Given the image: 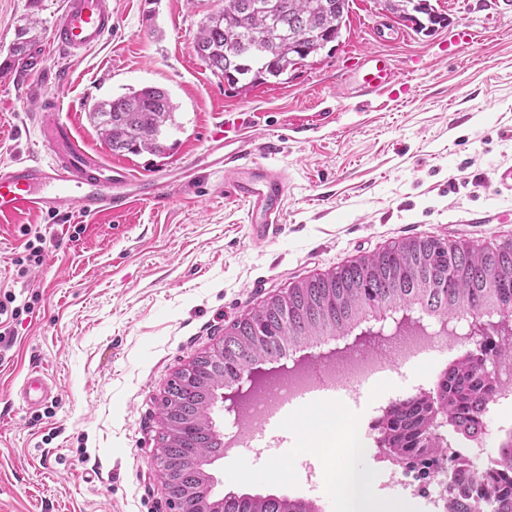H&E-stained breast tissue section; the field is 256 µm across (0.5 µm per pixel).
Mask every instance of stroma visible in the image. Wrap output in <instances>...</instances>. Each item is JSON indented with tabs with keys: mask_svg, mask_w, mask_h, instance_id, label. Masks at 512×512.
I'll return each mask as SVG.
<instances>
[{
	"mask_svg": "<svg viewBox=\"0 0 512 512\" xmlns=\"http://www.w3.org/2000/svg\"><path fill=\"white\" fill-rule=\"evenodd\" d=\"M446 22L434 30L350 0L336 42L289 71L282 84L241 93L195 51L194 37L224 0H109L114 26L96 48L71 57L50 36L62 0H0V61L37 17L39 73L61 72L72 133L90 157L143 175L179 174L203 160L214 126L246 113L261 141L255 161L285 171L287 200L273 239L255 240L242 203L203 168L192 188L170 184L161 203L84 220L65 213L0 222V296L31 303L0 353V512H170L153 459L160 399L174 374L224 336L243 311L298 281L393 242L436 237L478 244L512 238V194L496 167L512 164V9L503 0H430ZM391 59L404 91L364 101L346 92L363 53ZM169 92L178 110L165 154H115L88 107L131 88ZM39 104L14 74L0 75V164L49 159ZM46 238L43 260L19 276L26 229ZM472 345L455 341L397 360L344 398L334 420L371 421L378 406L432 391ZM53 382L28 409L17 391L30 367ZM323 438L283 420L262 453L233 448L207 459L214 497L226 493L320 498ZM363 466L373 489L404 512H426L390 478L398 467L377 447ZM250 480H240L242 469Z\"/></svg>",
	"mask_w": 512,
	"mask_h": 512,
	"instance_id": "stroma-1",
	"label": "stroma"
}]
</instances>
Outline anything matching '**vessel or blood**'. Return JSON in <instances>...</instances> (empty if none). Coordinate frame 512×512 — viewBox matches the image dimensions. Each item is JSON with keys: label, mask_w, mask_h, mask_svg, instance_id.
<instances>
[{"label": "vessel or blood", "mask_w": 512, "mask_h": 512, "mask_svg": "<svg viewBox=\"0 0 512 512\" xmlns=\"http://www.w3.org/2000/svg\"><path fill=\"white\" fill-rule=\"evenodd\" d=\"M112 29L108 0H63L52 27V42L66 54L77 55L99 45ZM396 81L393 65L383 54L366 53L351 79L355 97L368 98ZM40 104V131L52 150L50 160L29 159L0 166V220L20 214L69 211L85 216L119 215L134 204L161 201L169 175L142 176L125 167L93 161L73 138L59 98L34 92ZM257 134L251 119L234 129L215 126L210 134L207 166L223 173L234 199L248 215L260 216L258 238L277 233L286 196L284 173L253 162ZM20 395L27 407L48 401L52 387L44 373L29 370Z\"/></svg>", "instance_id": "1"}]
</instances>
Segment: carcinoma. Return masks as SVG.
Here are the masks:
<instances>
[{"instance_id":"obj_1","label":"carcinoma","mask_w":512,"mask_h":512,"mask_svg":"<svg viewBox=\"0 0 512 512\" xmlns=\"http://www.w3.org/2000/svg\"><path fill=\"white\" fill-rule=\"evenodd\" d=\"M249 0H224V8L199 26L195 47L206 51L204 61L228 85L240 92L256 83L278 81L288 70L315 57L339 38L349 0H271L265 13L247 12ZM401 17L432 30L444 17L429 0H400ZM29 30L18 31L12 60L28 55ZM176 106L169 93L145 86L96 103L89 119L99 137L115 154L162 153L168 127L175 124ZM439 322L468 320L475 328L512 317V239L474 246L466 241L405 239L334 270L290 286L270 302L247 310L224 331V365L203 370L199 384L186 395L172 380L160 406L165 428L164 478L188 507L198 504L194 492L209 488L198 457L217 455L224 445L211 418L212 391L235 382L248 359L286 355L290 345L320 336H344L360 322L385 315ZM512 365V337L482 351L465 353L448 365L436 384L442 416L452 431L474 439L482 428L480 413L496 397V379L487 362ZM378 447L402 461L407 470L448 462V495L457 512H469L472 481L480 479L469 461L448 452L438 434L432 404L426 394L396 401L375 425ZM497 466L512 470V436L498 448ZM482 512H512V479L491 477L481 488ZM214 512H317L305 499L246 496L228 493L208 499Z\"/></svg>"}]
</instances>
